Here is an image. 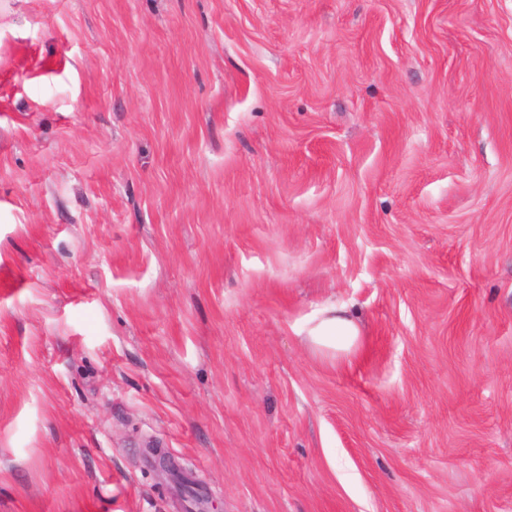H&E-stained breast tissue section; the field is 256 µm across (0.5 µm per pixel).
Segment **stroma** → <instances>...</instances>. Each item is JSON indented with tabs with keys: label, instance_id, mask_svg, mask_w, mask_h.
Returning a JSON list of instances; mask_svg holds the SVG:
<instances>
[{
	"label": "stroma",
	"instance_id": "stroma-1",
	"mask_svg": "<svg viewBox=\"0 0 512 512\" xmlns=\"http://www.w3.org/2000/svg\"><path fill=\"white\" fill-rule=\"evenodd\" d=\"M150 443L512 512V0H0V512H176ZM306 334L321 347L348 353L361 336L354 313L346 305H332L319 312L306 328Z\"/></svg>",
	"mask_w": 512,
	"mask_h": 512
}]
</instances>
